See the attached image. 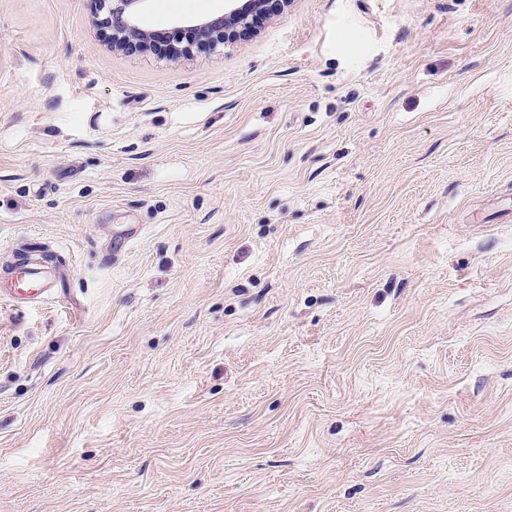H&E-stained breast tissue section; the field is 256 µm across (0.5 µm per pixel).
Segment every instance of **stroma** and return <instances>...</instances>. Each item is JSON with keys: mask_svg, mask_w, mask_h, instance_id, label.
<instances>
[{"mask_svg": "<svg viewBox=\"0 0 512 512\" xmlns=\"http://www.w3.org/2000/svg\"><path fill=\"white\" fill-rule=\"evenodd\" d=\"M506 207L512 0H0V512H512ZM105 17L99 22L111 29V47L121 51L143 52L154 43L157 30L147 27L142 19L146 0H97ZM228 11L216 17H204L194 20L183 31L190 32L193 41L186 44L173 45L168 56L170 61H177L189 54L196 42L205 41L212 44H225L236 39L237 28L250 29L252 25V10L266 4L267 0H250L248 6L238 7L235 0H226ZM55 276L37 263L16 268L10 277V285L0 289V297L20 303L22 300L44 299L55 293Z\"/></svg>", "mask_w": 512, "mask_h": 512, "instance_id": "35a3bbf8", "label": "stroma"}]
</instances>
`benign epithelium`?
<instances>
[{
  "mask_svg": "<svg viewBox=\"0 0 512 512\" xmlns=\"http://www.w3.org/2000/svg\"><path fill=\"white\" fill-rule=\"evenodd\" d=\"M148 0H98L99 9L105 12L100 24L111 29L112 48L121 51L143 52L154 43L156 30L147 27L142 19L143 4ZM228 11L216 17L197 19L185 28L193 41L174 45L168 52L169 59L177 61L189 54L196 42L225 44L236 39L237 29L247 30L252 25V10L267 0H248V6L238 7L235 0H226Z\"/></svg>",
  "mask_w": 512,
  "mask_h": 512,
  "instance_id": "obj_1",
  "label": "benign epithelium"
}]
</instances>
